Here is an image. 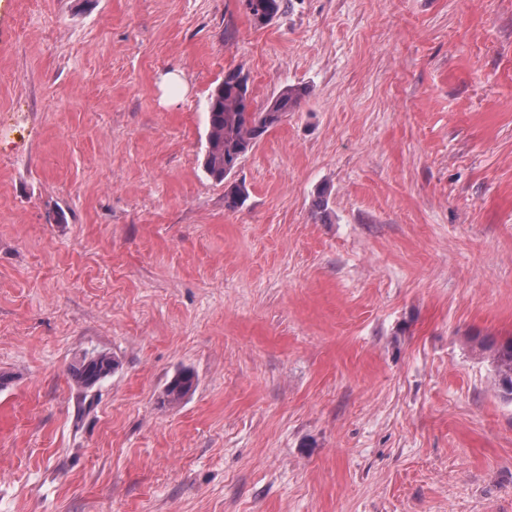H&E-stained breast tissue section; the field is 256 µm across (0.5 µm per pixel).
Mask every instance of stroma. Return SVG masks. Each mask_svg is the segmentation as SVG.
Here are the masks:
<instances>
[{
    "mask_svg": "<svg viewBox=\"0 0 512 512\" xmlns=\"http://www.w3.org/2000/svg\"><path fill=\"white\" fill-rule=\"evenodd\" d=\"M230 69L308 94L225 183ZM480 336H512V0H0V512H512ZM97 354L99 357L93 358ZM116 361L103 351L86 352L79 356L70 367V376L80 388L91 389L112 375ZM193 387V376L190 372L178 373L166 386L161 403L175 405L191 391Z\"/></svg>",
    "mask_w": 512,
    "mask_h": 512,
    "instance_id": "stroma-1",
    "label": "stroma"
}]
</instances>
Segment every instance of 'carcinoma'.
<instances>
[{
  "mask_svg": "<svg viewBox=\"0 0 512 512\" xmlns=\"http://www.w3.org/2000/svg\"><path fill=\"white\" fill-rule=\"evenodd\" d=\"M251 18L270 20L286 6L287 0H251ZM306 94L302 87H288L263 109L253 107L249 79L241 70L224 73V79L209 98L207 146L204 168L217 180L226 179L241 160L272 127L295 111ZM480 351L487 354L493 385L499 395L512 401V337L485 338ZM116 361L99 351L86 352L70 367V376L80 388L91 389L112 375ZM193 376L178 373L166 386L161 403L175 405L191 391Z\"/></svg>",
  "mask_w": 512,
  "mask_h": 512,
  "instance_id": "carcinoma-1",
  "label": "carcinoma"
}]
</instances>
